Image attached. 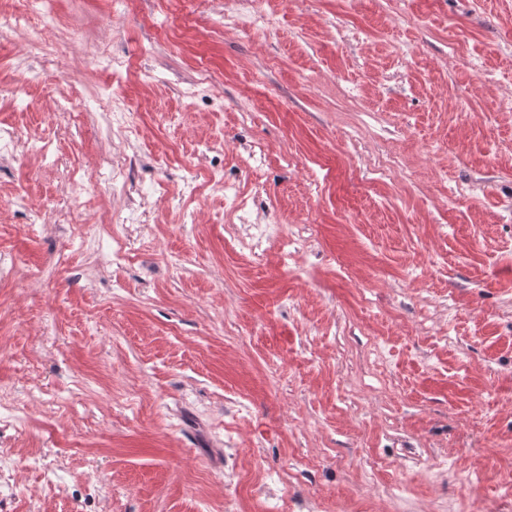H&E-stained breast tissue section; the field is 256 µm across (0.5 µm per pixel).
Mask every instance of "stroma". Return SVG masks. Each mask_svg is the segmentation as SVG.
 <instances>
[{
    "instance_id": "1",
    "label": "stroma",
    "mask_w": 512,
    "mask_h": 512,
    "mask_svg": "<svg viewBox=\"0 0 512 512\" xmlns=\"http://www.w3.org/2000/svg\"><path fill=\"white\" fill-rule=\"evenodd\" d=\"M17 7L0 512H512V0Z\"/></svg>"
}]
</instances>
